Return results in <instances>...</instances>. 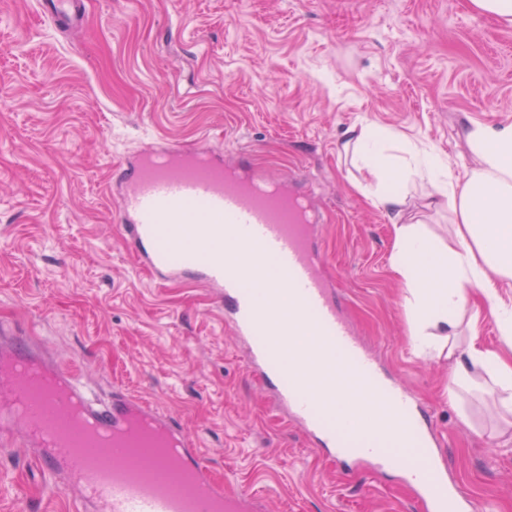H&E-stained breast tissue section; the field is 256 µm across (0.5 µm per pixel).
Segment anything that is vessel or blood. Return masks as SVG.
<instances>
[{
  "label": "vessel or blood",
  "instance_id": "b4317fda",
  "mask_svg": "<svg viewBox=\"0 0 512 512\" xmlns=\"http://www.w3.org/2000/svg\"><path fill=\"white\" fill-rule=\"evenodd\" d=\"M41 6L62 27L83 23L81 0ZM115 179L139 265L158 285L192 280L216 292L286 422L337 460L400 467L427 512H485L439 465L415 392L382 372L339 305L318 245L324 217L296 178H261L218 151L168 143ZM15 425L82 512H268L263 495L216 475L197 439L156 405L122 392L102 401L76 372L0 346V428Z\"/></svg>",
  "mask_w": 512,
  "mask_h": 512
}]
</instances>
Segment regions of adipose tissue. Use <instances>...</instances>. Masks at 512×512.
<instances>
[{
    "label": "adipose tissue",
    "mask_w": 512,
    "mask_h": 512,
    "mask_svg": "<svg viewBox=\"0 0 512 512\" xmlns=\"http://www.w3.org/2000/svg\"><path fill=\"white\" fill-rule=\"evenodd\" d=\"M349 134L354 161L378 182L373 205L391 218L390 266L411 296V334L419 347L447 351L455 385L478 366L494 384L512 389V356L475 343L463 353L455 351L460 322L478 327V315L467 312L472 305L489 311L501 336L512 342V303L500 296L503 286H512V123L469 128L474 164L460 178L447 159L414 147L395 159L389 153L390 132L363 125ZM408 177L426 180L434 196L447 202L454 221L449 240L432 236L422 225L402 223ZM427 265L435 270L430 280L421 272Z\"/></svg>",
    "instance_id": "adipose-tissue-1"
}]
</instances>
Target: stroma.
Returning a JSON list of instances; mask_svg holds the SVG:
<instances>
[{"label":"stroma","mask_w":512,"mask_h":512,"mask_svg":"<svg viewBox=\"0 0 512 512\" xmlns=\"http://www.w3.org/2000/svg\"><path fill=\"white\" fill-rule=\"evenodd\" d=\"M468 3L85 0L83 25L60 30L38 0H0V322L13 330L0 344L19 339L87 375L104 400H149L270 512H423L397 469L343 475L282 419L208 289L143 272L109 192L153 140L297 174L316 189L327 270L360 337L418 395L464 491L512 512V415L480 370L450 405L448 358L414 354L390 219L343 150L346 130L368 124L460 174L466 128L512 122V27ZM429 192L409 182L405 221L447 238L452 215ZM0 443V512H76L20 438Z\"/></svg>","instance_id":"35a3bbf8"}]
</instances>
